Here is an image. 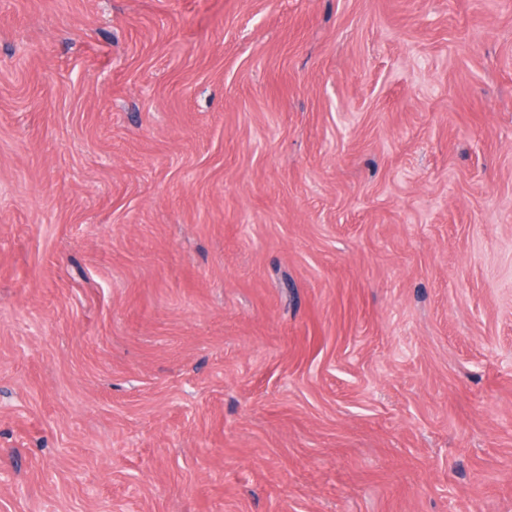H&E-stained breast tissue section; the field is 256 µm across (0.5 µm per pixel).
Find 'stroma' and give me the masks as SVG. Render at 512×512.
<instances>
[{
	"label": "stroma",
	"mask_w": 512,
	"mask_h": 512,
	"mask_svg": "<svg viewBox=\"0 0 512 512\" xmlns=\"http://www.w3.org/2000/svg\"><path fill=\"white\" fill-rule=\"evenodd\" d=\"M0 512H512V0H0Z\"/></svg>",
	"instance_id": "35a3bbf8"
}]
</instances>
